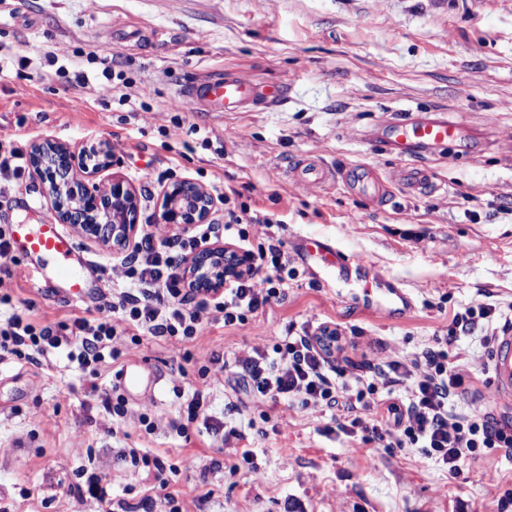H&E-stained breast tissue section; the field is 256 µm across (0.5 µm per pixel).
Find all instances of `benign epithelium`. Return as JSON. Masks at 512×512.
Returning <instances> with one entry per match:
<instances>
[{
	"instance_id": "obj_1",
	"label": "benign epithelium",
	"mask_w": 512,
	"mask_h": 512,
	"mask_svg": "<svg viewBox=\"0 0 512 512\" xmlns=\"http://www.w3.org/2000/svg\"><path fill=\"white\" fill-rule=\"evenodd\" d=\"M74 151L51 140L33 146L31 166L49 183L54 211L63 224H73L86 236L102 245L124 247L138 230L139 209L129 183L114 175L106 186L97 183L99 174L115 165L108 142ZM218 206L217 199L197 182L184 178L163 188V208L157 214L160 224L187 229L204 224ZM187 275L197 288L224 287V268L240 269L246 264L243 255L226 247L205 246L186 259Z\"/></svg>"
}]
</instances>
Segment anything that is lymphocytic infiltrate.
<instances>
[{
	"label": "lymphocytic infiltrate",
	"instance_id": "obj_1",
	"mask_svg": "<svg viewBox=\"0 0 512 512\" xmlns=\"http://www.w3.org/2000/svg\"><path fill=\"white\" fill-rule=\"evenodd\" d=\"M271 217L247 205L228 210L223 225L185 238L156 241L144 232L123 259L124 279L112 291L108 316L74 317L38 326L15 313L0 323V355L32 361L63 350L68 360L98 375L106 360L126 354L127 335L187 341L201 331L199 312L213 307L226 327L245 325L266 305L288 297V280L279 245L249 252L250 264L226 276L223 290L193 288L180 270L177 252L190 253L216 234L233 235L243 224H267ZM512 327V317L493 303L481 302L456 312L445 335L433 337L419 351L378 361L353 360L355 345L340 324L322 322L314 328H285L272 349L251 354L212 353L199 375L224 373L241 380L254 398L273 403L323 406L343 434L383 448H413L454 476L466 460L485 449L512 455V419L491 411H459L461 401L475 395L472 385L448 360V348L480 321ZM130 464L153 477L156 496L125 506V512H183L164 463L129 449Z\"/></svg>",
	"mask_w": 512,
	"mask_h": 512
}]
</instances>
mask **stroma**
<instances>
[{"instance_id":"1","label":"stroma","mask_w":512,"mask_h":512,"mask_svg":"<svg viewBox=\"0 0 512 512\" xmlns=\"http://www.w3.org/2000/svg\"><path fill=\"white\" fill-rule=\"evenodd\" d=\"M0 56L8 64L0 144L27 151L49 139L78 150L108 140L115 173L137 193L139 220L159 241L176 232L156 221L165 185L189 178L218 197L235 190L272 217L246 225L247 245L281 241L296 271L287 300L243 326L225 327L208 309L195 339L147 336L132 346L124 362L143 383L125 393L120 415L105 404L116 366L94 378L63 357H0V512H122L153 493L152 480L120 458L123 448L176 466L187 512H283L288 502L304 512H512V459L500 451L455 477L410 450L331 430L329 411L262 403L236 382L198 373L211 353L273 346L288 325L332 321L367 355L396 357L445 334L455 312L484 296L512 305V0H0ZM227 71L285 87L288 98L215 114L179 93ZM403 111L461 122L467 146L399 158L382 142ZM309 160L339 170L364 163L386 181L415 161L432 168L435 186L414 194L394 184L389 201L375 205L338 185L290 179V168ZM52 211L30 168L0 195V226L38 224ZM309 237L399 282L410 313L389 321L355 304L335 269L299 258ZM75 240L106 306L123 278V252L80 233ZM0 290L33 300L30 316L41 325L87 311L22 262ZM448 353L479 390L467 409L512 407L492 396L480 332ZM197 390L220 430L197 422L184 438L170 422ZM244 449L262 480L236 469ZM88 472L106 477L109 503L78 500ZM207 488L212 496L198 503Z\"/></svg>"}]
</instances>
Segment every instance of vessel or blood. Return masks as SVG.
<instances>
[{"mask_svg":"<svg viewBox=\"0 0 512 512\" xmlns=\"http://www.w3.org/2000/svg\"><path fill=\"white\" fill-rule=\"evenodd\" d=\"M181 94L203 111L222 113L241 112L258 104H273L282 100L285 92L259 85L244 75L228 73L207 83L187 84ZM462 139L461 123L438 116L422 120L399 117L386 125V147L403 158L414 156L425 148ZM294 175L312 187L322 186L337 178L348 190L381 203L386 202L391 191L390 186L380 181L367 165L338 172L319 164L306 163L299 165ZM8 233L14 254L26 263L44 258L56 260V275L66 283L69 299L83 302L93 300L94 295L84 274V263L74 240L56 219L48 217L34 225L13 224ZM305 250L337 271L356 270V280L360 285L358 297L364 304L388 315L399 312L401 306L405 305L406 297L402 289L373 272L365 259L349 256L315 238L308 239ZM491 369L494 394L512 396V328L503 330L498 336Z\"/></svg>","mask_w":512,"mask_h":512,"instance_id":"1","label":"vessel or blood"}]
</instances>
